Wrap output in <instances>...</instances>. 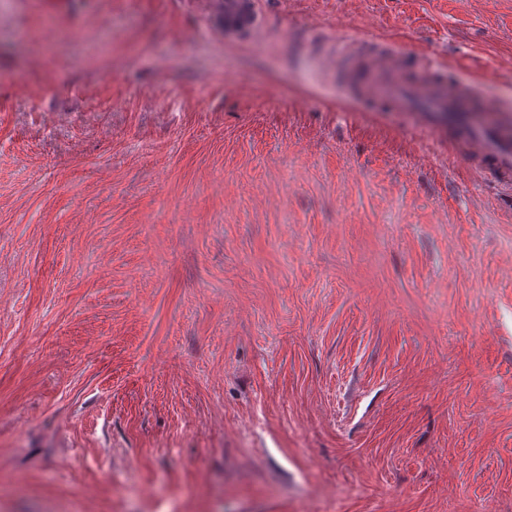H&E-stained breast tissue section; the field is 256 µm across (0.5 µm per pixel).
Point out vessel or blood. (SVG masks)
<instances>
[{"instance_id":"obj_1","label":"vessel or blood","mask_w":512,"mask_h":512,"mask_svg":"<svg viewBox=\"0 0 512 512\" xmlns=\"http://www.w3.org/2000/svg\"><path fill=\"white\" fill-rule=\"evenodd\" d=\"M224 35L263 32L261 0H223ZM336 80L370 112L418 118L434 140L471 152L482 181L512 191V110L491 105L473 77L447 75V65L404 47L361 38L337 40Z\"/></svg>"}]
</instances>
